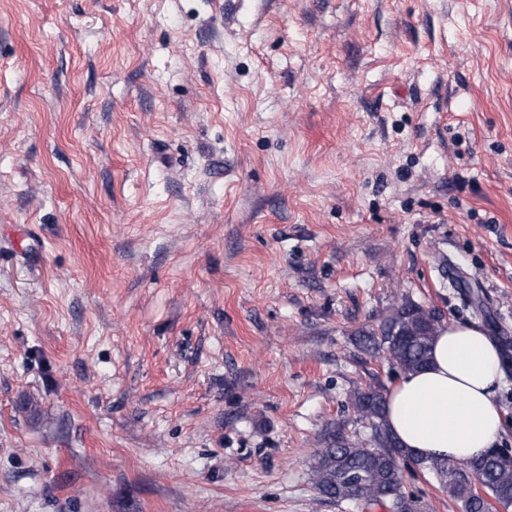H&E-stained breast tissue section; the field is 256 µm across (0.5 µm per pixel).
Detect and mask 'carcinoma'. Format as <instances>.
<instances>
[{
  "mask_svg": "<svg viewBox=\"0 0 512 512\" xmlns=\"http://www.w3.org/2000/svg\"><path fill=\"white\" fill-rule=\"evenodd\" d=\"M442 323L431 310L404 300L392 308L376 328L354 333L357 346L379 355L404 374L424 369L430 360L434 339ZM356 412L371 425L370 438L361 443L338 435L318 451L312 461L313 481L322 496L365 510L375 506L395 507L406 498L402 462L431 472L439 485L459 504L462 512H490L492 502L512 503V460L495 452L457 463L429 462L404 447L385 420L384 388H371L355 395ZM480 484L478 492L474 484Z\"/></svg>",
  "mask_w": 512,
  "mask_h": 512,
  "instance_id": "obj_1",
  "label": "carcinoma"
}]
</instances>
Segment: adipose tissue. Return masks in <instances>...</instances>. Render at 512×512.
<instances>
[{
	"label": "adipose tissue",
	"instance_id": "adipose-tissue-1",
	"mask_svg": "<svg viewBox=\"0 0 512 512\" xmlns=\"http://www.w3.org/2000/svg\"><path fill=\"white\" fill-rule=\"evenodd\" d=\"M501 353L476 324L452 323L435 338L431 362L386 395L385 420L399 442L427 460L452 462L495 447L503 429L497 391Z\"/></svg>",
	"mask_w": 512,
	"mask_h": 512
}]
</instances>
